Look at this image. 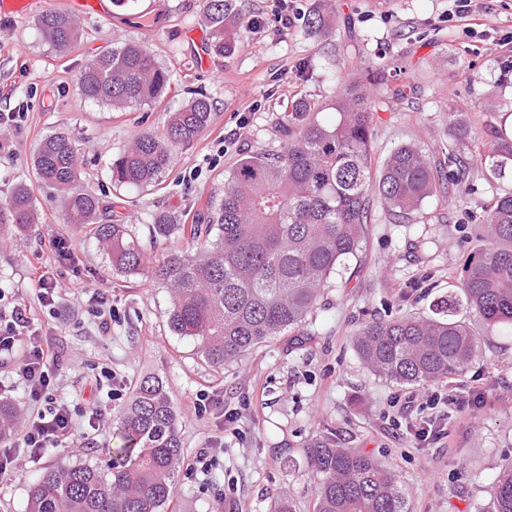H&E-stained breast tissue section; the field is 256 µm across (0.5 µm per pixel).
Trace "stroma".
Masks as SVG:
<instances>
[{"mask_svg": "<svg viewBox=\"0 0 512 512\" xmlns=\"http://www.w3.org/2000/svg\"><path fill=\"white\" fill-rule=\"evenodd\" d=\"M155 26L116 27L82 17L83 37L66 53L39 33L37 17L63 10L64 0H29L24 13L0 14V203L21 182L33 184L42 223L0 244V309H38L30 276L40 268L72 296L58 318L40 312L33 327L56 339L58 398L74 411V436L23 458L19 471L0 475V512H27L37 475L48 466L107 460L116 441L120 411L141 377L153 373L168 384L181 409L184 460L173 500L164 512H313L315 483L302 457L315 437L373 454L396 472L408 512H475L487 505L500 464L512 459V329L472 324L480 349L452 383L401 386L364 367L351 334L370 316L422 315L458 279L474 247L475 217L502 186L472 166L448 200L428 199L420 213L394 217L376 210L366 250L341 279L324 290L301 335H288L252 350L242 360L213 370L189 339L173 335L166 312L170 293L151 274L125 277L112 268L85 233L65 224L59 200L36 187L30 159L40 140L67 133L78 148L84 189L111 203L123 223L135 225L150 259L171 244L154 240L150 214L174 223L206 222L207 200L224 193V172L243 153L268 146L273 120L294 94L331 101L354 67L375 57L387 63L390 88L404 100L376 113L375 152L383 157L400 142L427 151L447 148L451 125L468 124L475 136L498 124L497 110L512 100V0H472L469 17L456 0H332L335 32H304L301 17L318 0H241L243 31L235 52L224 56L209 43L206 0H163ZM288 9L296 20L280 27ZM136 42L172 72V87L159 102L114 112L84 99L78 73L101 52ZM215 105L212 123L177 150L160 186L114 191L109 165L140 133L160 130L166 112L184 106L194 91ZM21 110V123L8 113ZM72 243L74 256L59 262L49 242ZM104 282L112 291V324L100 335L93 302L81 287ZM456 397L447 438L422 441L413 428L430 416L432 393ZM208 395L206 412L189 411ZM210 448L208 472L194 468L199 449ZM294 465H287L285 455Z\"/></svg>", "mask_w": 512, "mask_h": 512, "instance_id": "stroma-1", "label": "stroma"}]
</instances>
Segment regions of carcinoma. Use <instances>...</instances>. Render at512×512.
<instances>
[{
  "label": "carcinoma",
  "instance_id": "carcinoma-1",
  "mask_svg": "<svg viewBox=\"0 0 512 512\" xmlns=\"http://www.w3.org/2000/svg\"><path fill=\"white\" fill-rule=\"evenodd\" d=\"M206 14L215 47L232 55L243 26L236 0H206ZM303 26L331 34L330 0ZM38 29L60 53L82 37L78 20L58 11L44 12ZM384 69L381 59L372 61L329 104L296 96L274 119L277 144L241 155L225 171L224 195L211 202L209 223L174 224L163 212L152 214L155 239L187 241L154 264L134 225L101 219L100 198L78 187V153L67 134L43 138L31 168L37 184L62 203L65 223L85 229L113 271L128 277L149 270L169 288L170 331L192 340L210 367L222 369L307 325L330 280L366 248L375 206L405 217L429 198L448 199L467 176L462 148L472 136L464 124L455 126L442 160L414 142L376 158L375 113L404 96L401 88L374 94ZM77 83L83 98L122 112L160 101L171 75L147 48L124 43L88 63ZM327 108L336 112L331 123L321 118ZM214 110L207 96L195 94L169 113L162 132L141 134L112 159V184L159 183L177 148L211 124ZM475 147L485 179L512 180V131L505 124ZM36 201L31 186H17L0 204V229L21 232L39 223ZM481 228L458 282L433 301L431 314L373 316L356 330L352 345L368 370L403 385L447 383L479 351V333L463 313L477 314L488 326L512 327V191L494 197ZM18 418L13 405L0 402V444L14 435ZM178 423L163 380L143 377L120 415V442L105 466L45 469L30 488L29 512H164L182 462ZM302 454L316 484L315 512H408L394 471L373 455L323 437L311 439ZM487 512H512V461L492 482Z\"/></svg>",
  "mask_w": 512,
  "mask_h": 512
}]
</instances>
